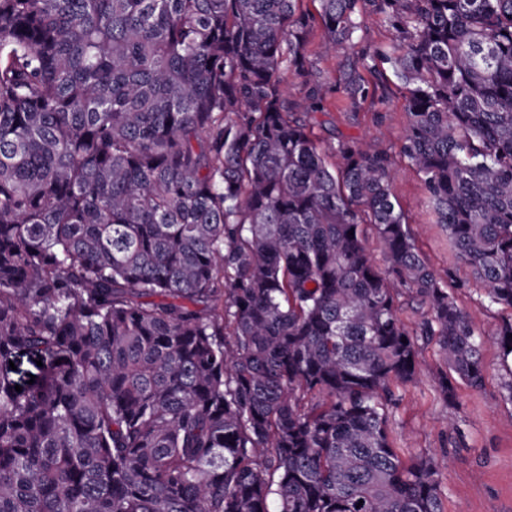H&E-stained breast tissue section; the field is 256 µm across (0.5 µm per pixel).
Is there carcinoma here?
I'll use <instances>...</instances> for the list:
<instances>
[{"label":"carcinoma","instance_id":"carcinoma-1","mask_svg":"<svg viewBox=\"0 0 512 512\" xmlns=\"http://www.w3.org/2000/svg\"><path fill=\"white\" fill-rule=\"evenodd\" d=\"M302 2L0 0V512H443L433 459L393 446L391 383L433 341L452 403L483 340L393 155L300 118L334 91L307 45L382 18L362 67L407 89L399 153L512 311V0ZM399 287L428 307L413 332ZM495 340L511 357L512 318Z\"/></svg>","mask_w":512,"mask_h":512}]
</instances>
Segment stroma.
<instances>
[{"label": "stroma", "mask_w": 512, "mask_h": 512, "mask_svg": "<svg viewBox=\"0 0 512 512\" xmlns=\"http://www.w3.org/2000/svg\"><path fill=\"white\" fill-rule=\"evenodd\" d=\"M391 33L376 15H369L356 36L355 52L325 54L321 29H313L308 55L313 72L336 83L341 72L358 66L359 53L388 48ZM375 94L357 109L347 106L343 91L332 93L325 112L311 115L315 132L325 143L343 135L397 150L407 126L406 91L391 68L370 75ZM418 245L429 265L448 280L457 304L469 312L477 333L490 338L502 323L500 310L487 308L485 286L457 255L443 225L427 204L423 183L406 160H397L391 185ZM423 363L414 381L397 389L398 404L390 424L391 438L404 459L432 456L444 512H512V402L504 385L512 380V366L504 364L498 345L482 350L485 382L474 389L456 385L455 403L439 394L442 359L436 344L423 345Z\"/></svg>", "instance_id": "obj_1"}]
</instances>
